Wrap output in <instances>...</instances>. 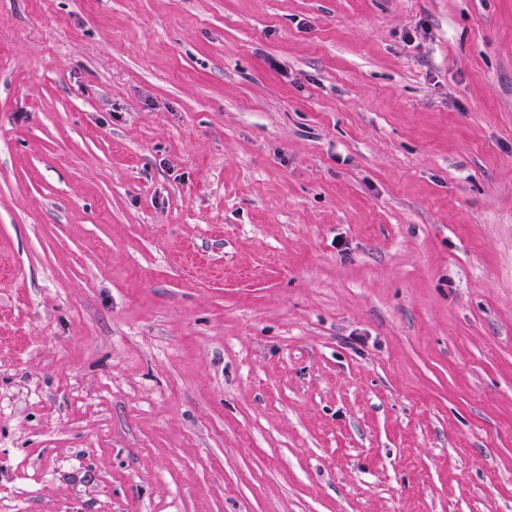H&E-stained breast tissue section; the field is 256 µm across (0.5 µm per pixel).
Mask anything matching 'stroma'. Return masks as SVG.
Masks as SVG:
<instances>
[{
	"label": "stroma",
	"instance_id": "35a3bbf8",
	"mask_svg": "<svg viewBox=\"0 0 512 512\" xmlns=\"http://www.w3.org/2000/svg\"><path fill=\"white\" fill-rule=\"evenodd\" d=\"M0 512H512V0H0Z\"/></svg>",
	"mask_w": 512,
	"mask_h": 512
}]
</instances>
